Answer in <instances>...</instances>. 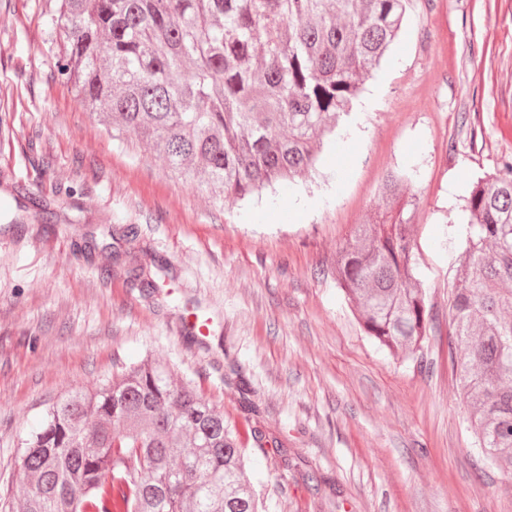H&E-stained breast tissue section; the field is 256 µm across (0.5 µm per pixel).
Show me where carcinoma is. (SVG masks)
Listing matches in <instances>:
<instances>
[{
    "mask_svg": "<svg viewBox=\"0 0 512 512\" xmlns=\"http://www.w3.org/2000/svg\"><path fill=\"white\" fill-rule=\"evenodd\" d=\"M409 0H60L58 72L86 109L192 175L243 199L317 168L320 144L390 50ZM405 200L359 224L336 281L364 332L415 356L436 320L415 275ZM471 215L449 298L451 353L484 461L512 476V158L467 198ZM133 280L158 284L138 257ZM21 492L0 512H267L224 412L169 365L146 359L48 404L24 440Z\"/></svg>",
    "mask_w": 512,
    "mask_h": 512,
    "instance_id": "carcinoma-1",
    "label": "carcinoma"
}]
</instances>
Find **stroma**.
Returning a JSON list of instances; mask_svg holds the SVG:
<instances>
[{
  "mask_svg": "<svg viewBox=\"0 0 512 512\" xmlns=\"http://www.w3.org/2000/svg\"><path fill=\"white\" fill-rule=\"evenodd\" d=\"M58 7L0 0V491L22 484L20 443L49 401L151 356L266 433L250 474L268 512H512L448 353L468 188L512 157V0H410L358 134L334 132L307 180L222 204L84 111L56 72ZM409 167L436 315L419 362L365 336L334 271L384 176ZM141 249L157 290L130 282ZM190 306L213 320L206 342L183 327Z\"/></svg>",
  "mask_w": 512,
  "mask_h": 512,
  "instance_id": "35a3bbf8",
  "label": "stroma"
}]
</instances>
